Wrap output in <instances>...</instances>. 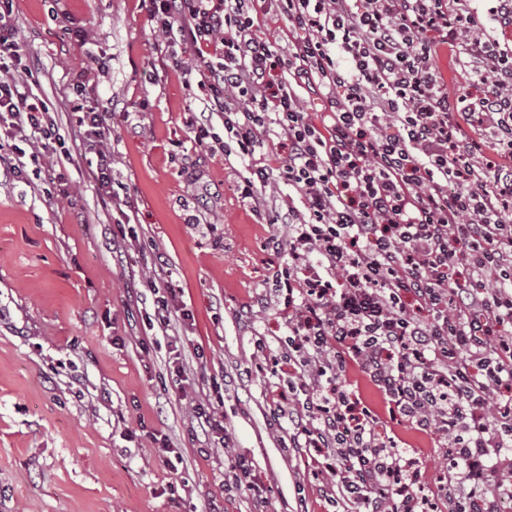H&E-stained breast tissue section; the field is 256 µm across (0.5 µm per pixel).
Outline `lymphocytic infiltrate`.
Returning a JSON list of instances; mask_svg holds the SVG:
<instances>
[{
	"label": "lymphocytic infiltrate",
	"mask_w": 512,
	"mask_h": 512,
	"mask_svg": "<svg viewBox=\"0 0 512 512\" xmlns=\"http://www.w3.org/2000/svg\"><path fill=\"white\" fill-rule=\"evenodd\" d=\"M13 2L0 0V144L51 157L57 122L32 96ZM496 2L482 13L471 0H149L156 30L203 55L196 144L250 158L270 132L288 143L287 161L254 165L241 194L257 201L275 175L301 195L280 216L287 374L309 413L293 443L335 449L336 490L355 512H436L437 502L418 487L415 459L337 387L351 363L391 415L450 448V512H498L512 497V480L482 482L512 447V397L486 401L512 381V47L462 37L489 19L512 25V0ZM259 10L287 18V54L258 36ZM443 48L479 95L449 92L431 67ZM302 82L325 89L324 125L302 110ZM73 91L97 190L110 194L106 115L84 83ZM409 297L426 318L406 310Z\"/></svg>",
	"instance_id": "1"
}]
</instances>
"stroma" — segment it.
Masks as SVG:
<instances>
[{"label":"stroma","instance_id":"obj_1","mask_svg":"<svg viewBox=\"0 0 512 512\" xmlns=\"http://www.w3.org/2000/svg\"><path fill=\"white\" fill-rule=\"evenodd\" d=\"M35 94L52 104L65 153L0 167V512H350L328 498L333 449L294 448L279 408H297L286 376L288 321L274 277L294 188L241 197L247 161L196 146L187 40L156 33L144 0H14ZM91 41L81 44L77 32ZM106 71H99L98 61ZM111 126L113 196L100 195L68 101L75 82ZM126 238L112 240L114 220ZM175 289L168 330L149 329L153 287ZM190 311L184 321L182 311ZM183 345L185 383L169 365ZM266 352H258L257 342ZM343 385L380 418L425 489L448 480L435 437L391 419L356 368ZM224 420L223 443L190 426L196 401ZM182 456L169 465L153 435ZM250 484L226 487L238 462Z\"/></svg>","mask_w":512,"mask_h":512}]
</instances>
